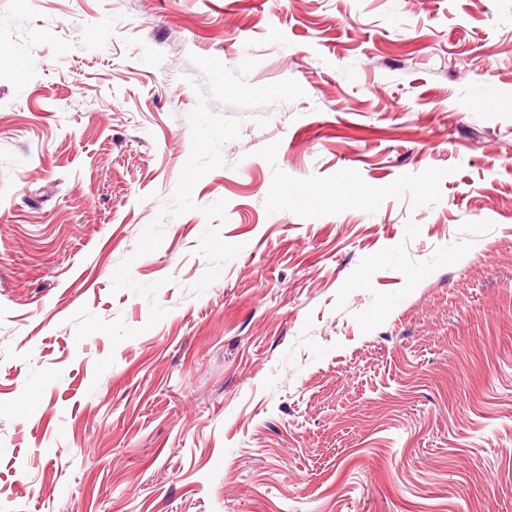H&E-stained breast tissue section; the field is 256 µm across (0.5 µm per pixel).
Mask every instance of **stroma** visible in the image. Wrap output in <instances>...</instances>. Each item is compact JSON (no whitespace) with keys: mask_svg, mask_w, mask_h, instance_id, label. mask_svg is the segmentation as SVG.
<instances>
[{"mask_svg":"<svg viewBox=\"0 0 512 512\" xmlns=\"http://www.w3.org/2000/svg\"><path fill=\"white\" fill-rule=\"evenodd\" d=\"M195 54L306 95L137 258ZM0 512H512V0H0Z\"/></svg>","mask_w":512,"mask_h":512,"instance_id":"1","label":"stroma"}]
</instances>
